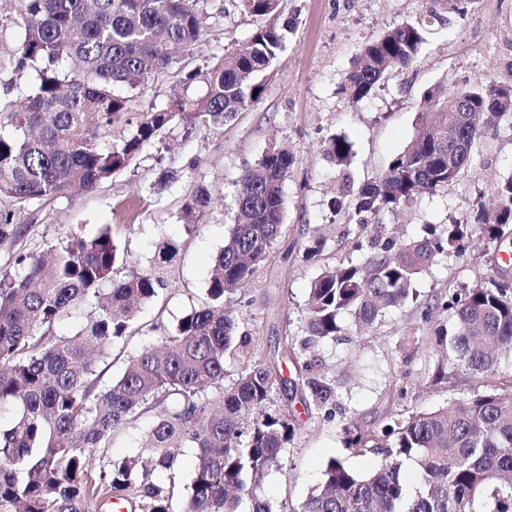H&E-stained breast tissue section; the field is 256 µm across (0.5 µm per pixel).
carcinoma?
<instances>
[{
    "mask_svg": "<svg viewBox=\"0 0 512 512\" xmlns=\"http://www.w3.org/2000/svg\"><path fill=\"white\" fill-rule=\"evenodd\" d=\"M24 39L17 73L38 76L23 99L0 97V197L16 203L50 201L76 184L92 192L127 169L143 148L174 126L189 138L224 125L262 98L264 73L284 50L285 34L265 24L206 72L187 71L182 83L203 78L199 97L180 96L163 107H135L138 94L180 63L203 35L199 0H18ZM239 11L276 18L280 0H236ZM443 21L429 11L385 31L360 50L339 91L357 102L387 76L417 62L432 27ZM466 112L448 111V101ZM512 125V97L490 80L440 88L424 95L417 132L374 181L354 193L355 224L348 229L361 257L324 267L312 280L304 311V336L284 338L282 375L264 359L257 339L238 333L235 312L255 273L281 233L282 185L293 155L269 148L237 181L233 224L210 273L206 298L174 329L140 320L164 288L159 270L179 245L165 242L149 268L129 263L109 225L85 237L74 233L33 254L15 251L0 266V512H102L111 499L133 512H176L175 471L182 448L195 449L194 478L182 512H273L257 490L280 469L296 426L292 395L310 415L336 416V380L308 349L336 339L348 317L361 334L381 313L414 298L418 275L448 255L460 254L475 235L490 244L512 236V174L499 181L492 212L477 210L470 223L426 224L411 240L365 239L369 221L459 180L478 146L484 121ZM128 127L120 143L105 139L112 127ZM337 166L346 167L352 144L342 135L325 141ZM211 201L198 186L181 205L187 231ZM27 227L0 209V245L16 246ZM94 310L72 336L59 324L88 301ZM451 317L437 329L440 352L432 382L448 380V366L483 380L482 387L432 410L407 417L389 412L376 429L343 427L346 447L378 456L361 474L330 459L320 482L293 512H512V384L498 381L512 368V278L485 275L473 288L453 291L424 307ZM153 334L150 342L119 350L123 367L102 382L99 363L113 348ZM239 366L226 381V363ZM152 419L142 441L147 454L115 462L104 453L113 438ZM98 462L96 476L90 461ZM412 465L420 484L409 491L402 470Z\"/></svg>",
    "mask_w": 512,
    "mask_h": 512,
    "instance_id": "carcinoma-1",
    "label": "carcinoma"
}]
</instances>
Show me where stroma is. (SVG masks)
<instances>
[{
    "label": "stroma",
    "instance_id": "obj_1",
    "mask_svg": "<svg viewBox=\"0 0 512 512\" xmlns=\"http://www.w3.org/2000/svg\"><path fill=\"white\" fill-rule=\"evenodd\" d=\"M204 38L179 68L155 80L137 104H166L182 91L181 70H207L246 40L260 25L241 14L233 0H201ZM434 10L444 19L436 26L418 61L383 80L358 103L338 91L352 70L360 48L382 32ZM284 28L286 49L269 71L261 100L239 112L224 126L183 139L180 131L144 147L136 160L92 192L72 191L52 202L12 204L16 223L27 225L25 251L79 233L90 236L104 224L132 259H146L157 243L174 240L180 252L165 273L167 285L147 307L142 320H177L200 303L214 259L232 222L236 183L271 146L288 147L293 171L283 185L284 220L279 238L256 270L239 309V329L256 336L269 361H276L285 335H297L311 280L322 265L351 258L345 235L347 209L337 208L343 179L353 187L373 181L415 135L417 113L426 91L447 90L488 80L512 84V0H283L276 20ZM23 22L17 0H0V94L24 96L34 88L35 72L16 75L14 60L22 42ZM346 135L353 156L340 172L323 142ZM173 171L159 185L160 170ZM512 173V127H488L480 148L460 179L448 188L419 197L403 210L381 218L387 232L400 238L417 235L426 224L469 221L473 209H492L497 183ZM200 185L213 192L194 232L180 218L183 198ZM327 239L319 259L289 257L291 246ZM506 252L472 241L463 254L424 272L414 282L421 298H432L463 286L474 287L490 269L502 265ZM446 316L434 312L423 320L415 303L382 313L364 336L346 330L316 345L313 356L336 381L339 408L327 423L307 415L292 402L298 428L282 467L258 490L274 512H292L319 482L330 458L343 459L366 473L373 456L345 448L342 424L370 427L386 409L402 413L427 410L453 400L481 384L480 378L457 370L447 383L431 382L430 338Z\"/></svg>",
    "mask_w": 512,
    "mask_h": 512
}]
</instances>
